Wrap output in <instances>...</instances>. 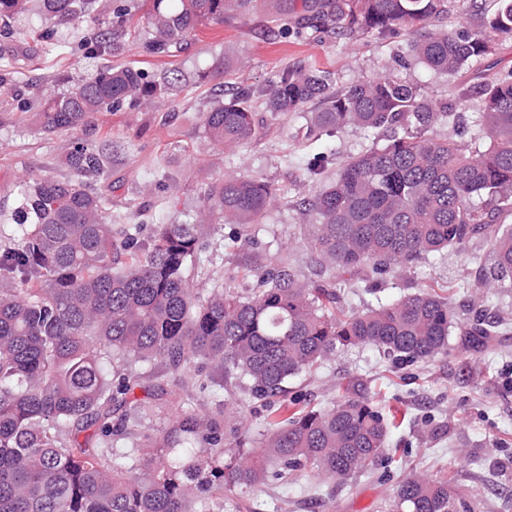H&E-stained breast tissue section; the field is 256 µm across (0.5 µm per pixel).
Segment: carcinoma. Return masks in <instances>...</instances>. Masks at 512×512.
I'll return each mask as SVG.
<instances>
[{
    "mask_svg": "<svg viewBox=\"0 0 512 512\" xmlns=\"http://www.w3.org/2000/svg\"><path fill=\"white\" fill-rule=\"evenodd\" d=\"M97 0H0V24L30 13L34 36L65 47L62 25L91 15ZM257 0H139L112 5L106 27L80 44L93 56L120 53L140 34L153 54L188 44L204 26L245 19ZM447 0H324L295 25L331 33L412 35L407 56L452 74L491 51L480 33L429 32ZM483 27L512 34V0H498ZM178 77L152 80L140 69L103 67L60 95L43 94L45 134L94 122L96 114L170 93ZM327 71L297 65L267 87L243 85L205 113L208 139L241 146L256 136L251 104L276 114L317 100L306 136L354 126L385 128L391 140L345 164L336 180L304 200L320 268L368 267L378 279L448 247L482 240L491 258L479 270L490 288L512 276V73L476 84L471 124L456 139L425 137L454 118L445 99L387 74L336 91ZM112 144L74 141L65 161L74 177L30 178L11 212L14 236L0 241V512H224L226 492L248 495L273 481L313 473L343 482L389 462L388 419L367 400L343 396L322 408H296L288 383L338 351L371 346L396 360L448 353L451 301L424 286L394 303L346 310L326 281L301 282L280 261L257 288L193 284L204 222L241 229L271 206L275 188L258 175L212 184L193 224H130L115 231L105 201L88 183L107 172ZM504 321L478 318L465 335L488 346ZM246 383L263 402L265 431L225 427L224 379ZM142 395H136V390ZM395 512H472L445 478L415 474L394 492Z\"/></svg>",
    "mask_w": 512,
    "mask_h": 512,
    "instance_id": "obj_1",
    "label": "carcinoma"
}]
</instances>
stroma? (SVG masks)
I'll return each instance as SVG.
<instances>
[{
    "label": "stroma",
    "mask_w": 512,
    "mask_h": 512,
    "mask_svg": "<svg viewBox=\"0 0 512 512\" xmlns=\"http://www.w3.org/2000/svg\"><path fill=\"white\" fill-rule=\"evenodd\" d=\"M301 10L302 0H272L247 19L231 17L201 28L191 45L169 56L149 53L141 42L130 43L109 57V64L132 65L157 77L180 71L178 90L146 105L98 113L85 128L47 135L31 113L0 101V211L17 205L26 178L70 177L64 150L77 139L112 146L109 173L94 188L110 202L118 225L192 221L217 179L258 174L276 189L272 206L245 236L235 237L234 226L220 224L205 237L207 251L223 255L224 261L199 271L197 286L210 289L233 282L255 250L262 251L266 262L285 258L300 278H314L308 247L314 229L302 201L334 180L350 157L387 144L388 132L346 127L309 140L305 127L317 104L280 116L259 107L258 136L237 148H221L205 134V112L230 99L237 84H271L284 69L301 62L330 72L339 90L392 73L427 95L448 100L459 119L467 120L475 110L467 89L512 70V37L495 38L492 52L478 64L445 75L399 57L397 50L408 39L403 31L393 37L370 33L309 39L274 22L278 16L296 19ZM30 26V20L22 19L10 35H0V59L26 60L21 91L34 105L47 84L63 91V84L54 81L56 73L75 81L98 60L76 47L59 57L42 52L31 39ZM315 155L325 159L318 175L307 166ZM488 255L481 241L445 249L383 277L376 295L368 293L364 271L335 278L343 304L355 310L377 300L397 301L425 282L439 281L452 290L459 326L452 331L448 354L428 363L402 364L367 346L337 352L316 372L291 380V395L312 407L347 393L396 414L400 425L391 430L390 441L397 453L388 467L369 468L337 486L309 476L264 487L253 500L263 512H392L393 489L412 472L448 476L474 512H512V278L489 290L479 287L476 261ZM476 313L509 322L506 332L478 352L460 331Z\"/></svg>",
    "instance_id": "35a3bbf8"
}]
</instances>
